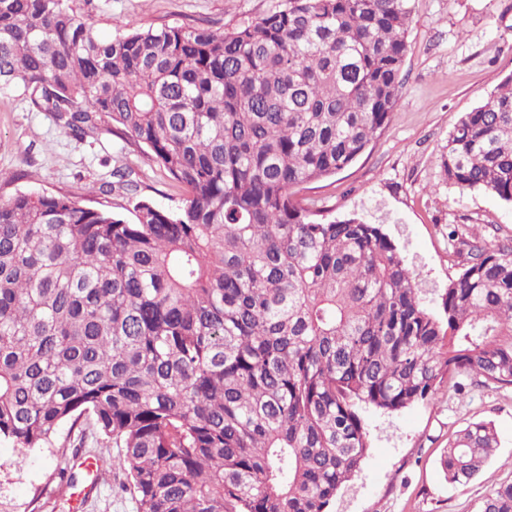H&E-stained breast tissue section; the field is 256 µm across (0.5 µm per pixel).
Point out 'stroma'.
Masks as SVG:
<instances>
[{
    "mask_svg": "<svg viewBox=\"0 0 512 512\" xmlns=\"http://www.w3.org/2000/svg\"><path fill=\"white\" fill-rule=\"evenodd\" d=\"M281 0H71L74 11L110 38L129 26L162 25L222 32L279 7ZM399 99L386 128L349 167L300 185L325 218L357 216L383 225L420 273L424 303L459 272L448 227L467 225L476 239H512V205L443 178L448 135L464 113L486 103L512 77V0H412ZM131 168L141 194L178 209L189 191L136 146L108 130L78 138L50 112L32 110L18 91L0 90V196L67 193L82 204L128 214L121 190L101 192L116 168ZM369 448L333 512H480L495 488L512 483V388L478 386L466 376L441 384L427 401L395 413L361 412ZM491 423L496 456L467 484L449 483L442 454L467 423ZM121 449L93 429L61 428L52 446L22 449L0 442V512H137ZM100 459L105 475L90 490L77 460ZM76 471L67 485L60 470Z\"/></svg>",
    "mask_w": 512,
    "mask_h": 512,
    "instance_id": "stroma-1",
    "label": "stroma"
}]
</instances>
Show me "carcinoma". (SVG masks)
Listing matches in <instances>:
<instances>
[{"mask_svg": "<svg viewBox=\"0 0 512 512\" xmlns=\"http://www.w3.org/2000/svg\"><path fill=\"white\" fill-rule=\"evenodd\" d=\"M70 2L0 0V89L79 138L109 118L189 197H140L131 220L61 192L0 198L1 440L95 426L137 512H330L368 449L359 406L396 412L456 374L512 387V241L452 229L462 270L433 313L380 225L293 196L380 136L411 0H283L223 33L110 40ZM442 172L512 204V79L461 117ZM499 447L468 424L448 481ZM481 512H512V484Z\"/></svg>", "mask_w": 512, "mask_h": 512, "instance_id": "cac0c4a2", "label": "carcinoma"}]
</instances>
